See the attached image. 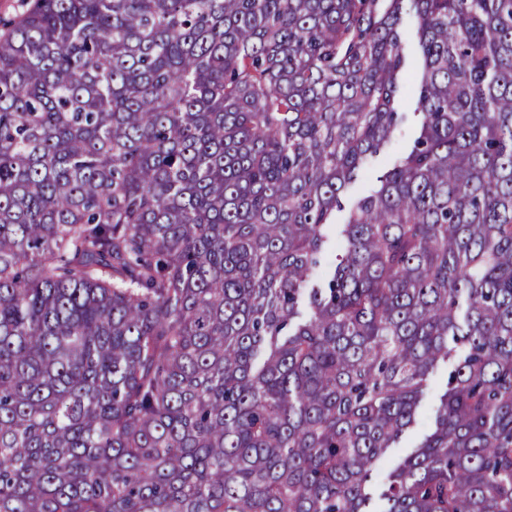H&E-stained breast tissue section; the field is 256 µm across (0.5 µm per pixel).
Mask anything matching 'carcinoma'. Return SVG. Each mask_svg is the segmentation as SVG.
Listing matches in <instances>:
<instances>
[{
  "instance_id": "1",
  "label": "carcinoma",
  "mask_w": 512,
  "mask_h": 512,
  "mask_svg": "<svg viewBox=\"0 0 512 512\" xmlns=\"http://www.w3.org/2000/svg\"><path fill=\"white\" fill-rule=\"evenodd\" d=\"M0 512H512V0L0 25ZM417 25L418 21L413 13L404 17L403 39L405 53L409 62V72L405 76L404 84L399 94L401 109L404 112H413V104L417 95V83L413 77V71L418 65ZM408 121L396 133V138L391 146L383 153L369 157L364 166L363 173L342 196L343 210L336 211V224H343L351 205L357 199L370 192L377 184L376 177L388 167L401 151L410 144L417 132V118L408 113Z\"/></svg>"
}]
</instances>
